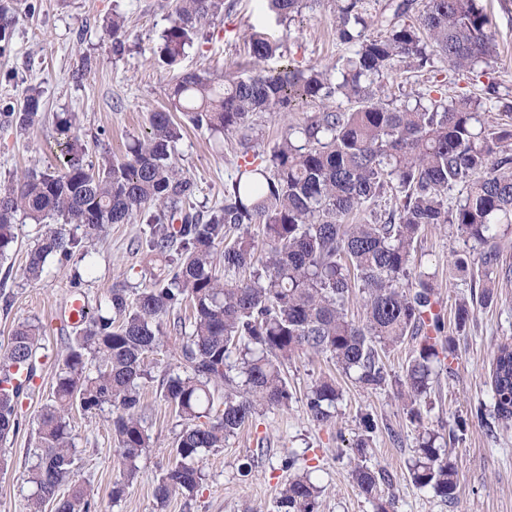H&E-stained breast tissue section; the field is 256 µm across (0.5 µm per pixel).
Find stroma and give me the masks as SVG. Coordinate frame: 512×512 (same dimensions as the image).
<instances>
[{"mask_svg":"<svg viewBox=\"0 0 512 512\" xmlns=\"http://www.w3.org/2000/svg\"><path fill=\"white\" fill-rule=\"evenodd\" d=\"M32 2L34 13H21L11 49L0 55V98L14 101L25 88H38L49 120L26 134L0 129L1 185L16 171L53 163L51 118L65 112L78 113L93 153L123 158L128 144L144 132L149 113L168 106L175 74L252 75L247 48L252 31H265L280 44L276 56L264 64L268 70L287 63L333 68L341 66L348 54L334 36V0H308L298 16L284 22L276 21L263 0H225L223 15L202 30L172 70L156 62L172 0ZM480 4L491 19L498 45V56L484 76L473 81L460 78L444 63L431 70L401 71L390 80L394 98L411 101L432 89L448 99L479 97L484 85L492 82L502 102L512 103V0H480ZM116 12L124 17L126 30L125 48L118 54L104 30ZM87 55L96 58V68L75 78ZM312 113L306 105L285 118L256 116L249 132L256 150L270 151L287 123L303 122ZM242 162L238 133L186 127L177 164L198 186L196 210L207 213L221 205L224 187L235 179ZM43 230V225L29 220L19 225L17 250L0 263V285L6 290L0 295V347L6 346L20 322H39L45 328L36 376L22 400L23 426L0 447L8 460L6 470H0V512H27L33 492L27 478L37 461L36 418L53 396L58 363L67 347L68 333L59 311L75 294L90 310L106 306L116 284L137 293L148 286L151 269L164 263L140 246L150 232L149 216L143 212L90 241L84 259L50 260L42 278L30 282L22 268ZM469 248L449 224L425 227L417 242L422 270L430 277L436 309L444 318L443 334L454 341L451 371L439 372L431 382L424 427L411 423L394 387L364 388L354 378L337 374L329 357L301 355L285 369L292 394L287 405L261 410L223 447L206 452L201 460L205 479L193 496H176L159 504L155 489L173 459L181 430L161 384L163 378L184 371L180 350L186 341L184 328L191 323L190 310L184 306L164 319L163 343L151 356V378L142 396L150 446L139 457L137 477L120 501L111 497L112 482L121 468L111 408L92 413L76 408L70 414L77 477L91 490L95 512H274L278 493L292 473L307 470L323 489L317 512H373L372 503L358 494L351 477L357 462L351 446L361 435V418L367 414L377 420L378 428L366 463L392 475L385 495L392 498L394 512H512V421L498 418L489 378L498 345L512 342V282L492 281L493 299L482 303L473 288L483 277L481 265L462 275L451 264L454 255ZM462 301L469 303L472 316L461 330L456 309ZM177 320L183 323L178 331L173 328ZM332 373L342 396L335 419L319 425L307 415L305 396L316 381ZM427 430L444 438L457 436L451 457L459 488L453 502L416 488L408 478V466ZM290 455L296 465L288 470L282 460Z\"/></svg>","mask_w":512,"mask_h":512,"instance_id":"obj_1","label":"stroma"}]
</instances>
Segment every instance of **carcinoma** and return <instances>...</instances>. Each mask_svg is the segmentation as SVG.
<instances>
[{
	"label": "carcinoma",
	"instance_id": "1",
	"mask_svg": "<svg viewBox=\"0 0 512 512\" xmlns=\"http://www.w3.org/2000/svg\"><path fill=\"white\" fill-rule=\"evenodd\" d=\"M282 20L301 13L303 0H267ZM415 0H402L386 33H367L362 0H336V40L350 50L337 74L310 66L258 69L246 79L208 78L196 72L176 77L173 107L195 128L238 130L259 113L292 112L314 105L313 115L290 125L281 141L260 161H247L224 205L209 217L196 211L197 185L176 163L183 126L169 110L149 114L142 137L117 160L89 159L88 142L77 115L57 118L55 167L22 171L0 186V260L14 251L17 216L47 224L26 255L24 274L41 277L50 258L86 255L85 243L112 224L151 211L145 246L173 253L169 268L150 274L149 286L134 299L114 288L108 312H83L59 364L54 396L37 417V447L31 470L28 512H92L93 496L76 479L69 415L104 405L116 410L112 426L122 469L112 483V500L121 499L137 475L135 460L150 446L141 425L142 380L148 358L160 345L163 319L190 302L192 332L181 349L185 375L162 381L163 397L182 420L175 461L156 489L166 503L190 496L203 480L201 455L249 423L259 410L288 403L291 393L282 374L293 357L325 354L345 374L371 390L387 385L382 354L410 337L416 349L396 380L412 422L423 425L434 366L453 359V346H439L441 314L432 311L433 288L416 270L414 244L430 224H454L481 248L484 276L512 281V266L499 262L492 246L498 225L512 217V129L477 118L469 96L390 105L389 79L401 70H423L439 58L469 77L488 63L495 48L490 19L479 0H421L412 23L402 20ZM224 12V0H175L170 26L160 46L162 62L172 65L191 47L202 27ZM19 22L18 0H0V54L12 43ZM113 48H122L124 19L107 25ZM278 46L250 36V54L259 63ZM340 95L353 104L347 112L326 104ZM42 93L28 88L23 100L0 107V128L26 131L43 120ZM464 186L466 197L448 207V191ZM394 204L371 209L387 189ZM369 212L358 220L356 215ZM51 223H46V220ZM244 224L263 226L261 243L245 234ZM263 247L265 261L255 265ZM246 273L227 283L217 273ZM363 298L364 317L350 320L345 305L353 292ZM43 327L22 322L0 353V442L21 426L20 398L36 372ZM490 385L499 418L512 421V344L498 347ZM224 387L222 412L212 415V388ZM341 393L336 380L322 378L306 396L309 418H335ZM363 434L353 448L359 464L353 480L375 512H392L383 486L389 474L365 465L374 418L362 417ZM427 431L409 467L411 483L454 501L458 471L447 445ZM322 487L310 473L294 476L281 490L275 512H316Z\"/></svg>",
	"mask_w": 512,
	"mask_h": 512
}]
</instances>
